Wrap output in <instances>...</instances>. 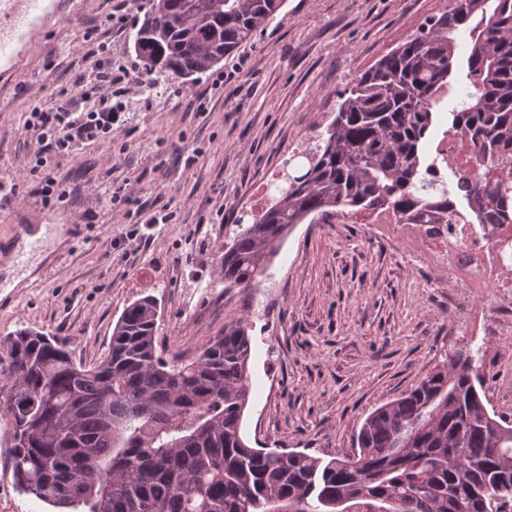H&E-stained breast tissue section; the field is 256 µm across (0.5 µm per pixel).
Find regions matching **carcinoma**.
<instances>
[{
    "instance_id": "carcinoma-1",
    "label": "carcinoma",
    "mask_w": 512,
    "mask_h": 512,
    "mask_svg": "<svg viewBox=\"0 0 512 512\" xmlns=\"http://www.w3.org/2000/svg\"><path fill=\"white\" fill-rule=\"evenodd\" d=\"M283 0H153L134 52L155 79L194 81L265 27ZM469 27L467 77L475 92L450 126L477 147L484 180L428 197L426 141L433 103L451 88L455 32ZM308 168L250 224L224 239L216 272L226 288H254L298 224L336 211L381 210L422 224L448 248L455 218L512 224V0L454 7L367 70L342 94ZM465 199L459 209L454 196ZM154 297L126 307L107 355L76 362L64 342L30 330L0 357V406L10 421L17 485L70 512H512V422L477 387L480 349H455L401 397L364 420L358 450L324 461L250 446L248 323L211 338L192 361L157 355Z\"/></svg>"
}]
</instances>
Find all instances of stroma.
I'll return each instance as SVG.
<instances>
[{"mask_svg":"<svg viewBox=\"0 0 512 512\" xmlns=\"http://www.w3.org/2000/svg\"><path fill=\"white\" fill-rule=\"evenodd\" d=\"M452 0H285L264 28L197 81L152 83L133 51L149 0H70L54 32L0 82V344L29 328L58 337L76 361L108 352L125 307L153 296L158 354L189 361L228 324L252 336L249 441L330 460L353 453L364 419L409 391L452 350L481 348V394L512 421V300L432 267L375 224H300L271 279L225 288L215 264L227 224L261 210L259 186L325 133L340 93ZM125 74L124 125L53 160L68 199L41 204L23 167L24 123L36 100L88 69L84 33ZM204 111H197L196 102ZM134 200L91 197L124 180ZM171 221L136 223L138 209ZM0 410V512H47L10 468Z\"/></svg>","mask_w":512,"mask_h":512,"instance_id":"obj_1","label":"stroma"}]
</instances>
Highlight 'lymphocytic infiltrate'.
<instances>
[{"label": "lymphocytic infiltrate", "instance_id": "f902f5d3", "mask_svg": "<svg viewBox=\"0 0 512 512\" xmlns=\"http://www.w3.org/2000/svg\"><path fill=\"white\" fill-rule=\"evenodd\" d=\"M87 55L93 58V66L90 72L76 75L73 91H62L52 106L35 105L24 123L37 145L25 165L37 176V193L46 204L63 201L67 194L47 164L48 154L70 155L83 143L111 137L120 119L112 99L122 96V89L110 95L97 94L100 84L111 83L112 72L97 60L95 49H88Z\"/></svg>", "mask_w": 512, "mask_h": 512}]
</instances>
